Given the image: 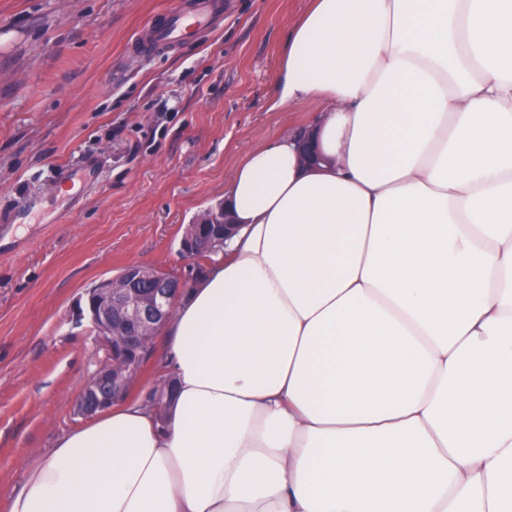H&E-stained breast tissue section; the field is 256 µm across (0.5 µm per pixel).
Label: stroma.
<instances>
[{
  "label": "stroma",
  "mask_w": 512,
  "mask_h": 512,
  "mask_svg": "<svg viewBox=\"0 0 512 512\" xmlns=\"http://www.w3.org/2000/svg\"><path fill=\"white\" fill-rule=\"evenodd\" d=\"M192 0H0V512L83 425L72 407L101 357L80 297L130 264L180 276L187 224L235 168L309 123L271 106L281 48L309 0H224L212 32L172 51L131 44Z\"/></svg>",
  "instance_id": "obj_1"
}]
</instances>
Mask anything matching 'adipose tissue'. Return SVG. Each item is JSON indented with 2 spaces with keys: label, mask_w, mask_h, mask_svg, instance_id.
<instances>
[{
  "label": "adipose tissue",
  "mask_w": 512,
  "mask_h": 512,
  "mask_svg": "<svg viewBox=\"0 0 512 512\" xmlns=\"http://www.w3.org/2000/svg\"><path fill=\"white\" fill-rule=\"evenodd\" d=\"M224 190L237 232L142 402L65 435L10 512H512V0H311Z\"/></svg>",
  "instance_id": "1"
}]
</instances>
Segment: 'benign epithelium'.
I'll return each instance as SVG.
<instances>
[{
  "mask_svg": "<svg viewBox=\"0 0 512 512\" xmlns=\"http://www.w3.org/2000/svg\"><path fill=\"white\" fill-rule=\"evenodd\" d=\"M208 246L207 237L194 234L189 225L179 251L194 261ZM203 276L198 266L177 278L154 267L132 264L108 279L106 287L84 293L75 307L76 320L87 318L93 324L104 358L77 399L75 415L92 417L131 395L150 360L141 354L147 335L166 325L175 302ZM173 392L169 380L156 387L154 413L164 411Z\"/></svg>",
  "mask_w": 512,
  "mask_h": 512,
  "instance_id": "obj_1",
  "label": "benign epithelium"
}]
</instances>
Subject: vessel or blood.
<instances>
[{
  "instance_id": "1",
  "label": "vessel or blood",
  "mask_w": 512,
  "mask_h": 512,
  "mask_svg": "<svg viewBox=\"0 0 512 512\" xmlns=\"http://www.w3.org/2000/svg\"><path fill=\"white\" fill-rule=\"evenodd\" d=\"M223 15L222 0H199L197 6L191 10H166L160 20L148 24V40H135L132 49L142 53L148 50L180 47L213 29Z\"/></svg>"
}]
</instances>
